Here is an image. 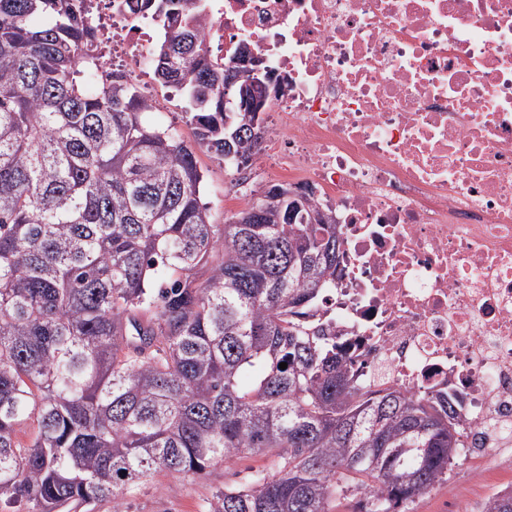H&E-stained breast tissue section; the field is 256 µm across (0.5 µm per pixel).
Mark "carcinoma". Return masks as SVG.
I'll return each instance as SVG.
<instances>
[{
  "label": "carcinoma",
  "mask_w": 512,
  "mask_h": 512,
  "mask_svg": "<svg viewBox=\"0 0 512 512\" xmlns=\"http://www.w3.org/2000/svg\"><path fill=\"white\" fill-rule=\"evenodd\" d=\"M146 4L154 78L180 88L189 142L144 122L155 108L123 72L95 77L94 12L0 0V502L117 503L250 452L276 473L207 512H331L349 495L408 512L465 449L464 396L376 389L313 321L340 231L310 196L290 216L272 185L212 222L198 152L252 166L272 79L207 57L206 0ZM484 512H512V489Z\"/></svg>",
  "instance_id": "carcinoma-1"
}]
</instances>
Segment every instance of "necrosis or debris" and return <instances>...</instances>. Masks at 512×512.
I'll use <instances>...</instances> for the list:
<instances>
[{
	"label": "necrosis or debris",
	"instance_id": "1",
	"mask_svg": "<svg viewBox=\"0 0 512 512\" xmlns=\"http://www.w3.org/2000/svg\"><path fill=\"white\" fill-rule=\"evenodd\" d=\"M107 13L103 65L138 78L145 0ZM202 34L281 81L255 165L336 217L337 341L378 387L463 392L469 447L511 445L512 0H210Z\"/></svg>",
	"mask_w": 512,
	"mask_h": 512
}]
</instances>
